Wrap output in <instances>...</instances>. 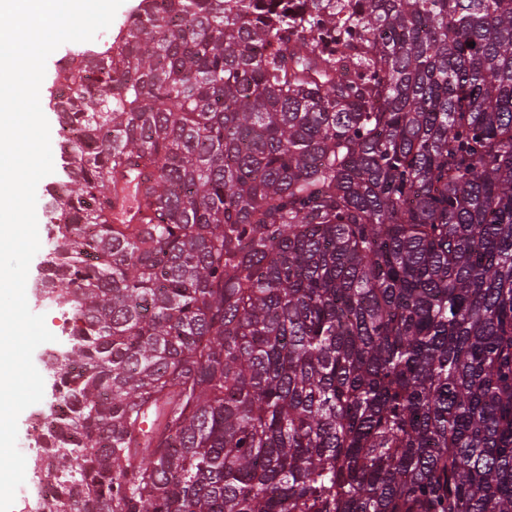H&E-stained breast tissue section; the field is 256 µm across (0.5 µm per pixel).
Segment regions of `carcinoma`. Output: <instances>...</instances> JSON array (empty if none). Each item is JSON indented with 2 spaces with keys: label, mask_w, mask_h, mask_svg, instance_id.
Returning a JSON list of instances; mask_svg holds the SVG:
<instances>
[{
  "label": "carcinoma",
  "mask_w": 512,
  "mask_h": 512,
  "mask_svg": "<svg viewBox=\"0 0 512 512\" xmlns=\"http://www.w3.org/2000/svg\"><path fill=\"white\" fill-rule=\"evenodd\" d=\"M96 53L50 512H512V0H139ZM132 190L133 185L118 193L112 189L108 194L115 224H145L144 220L151 215V211L144 204L140 205V193L134 197Z\"/></svg>",
  "instance_id": "cac0c4a2"
}]
</instances>
